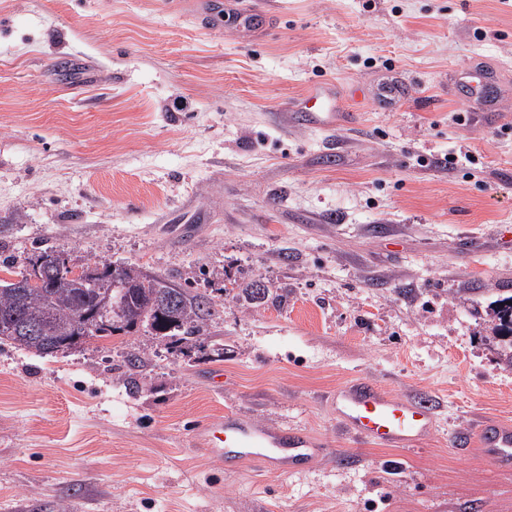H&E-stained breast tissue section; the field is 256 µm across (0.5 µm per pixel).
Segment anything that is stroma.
<instances>
[{
	"instance_id": "obj_1",
	"label": "stroma",
	"mask_w": 512,
	"mask_h": 512,
	"mask_svg": "<svg viewBox=\"0 0 512 512\" xmlns=\"http://www.w3.org/2000/svg\"><path fill=\"white\" fill-rule=\"evenodd\" d=\"M261 2L245 39L181 0H0V260L50 246L220 304L173 344L1 343L0 512H512L472 445L512 424L485 315L512 294V0ZM314 85L359 123H297ZM249 278L276 302L233 298ZM358 379L432 402L433 436L354 439L328 397ZM230 410L324 453L226 470L195 431Z\"/></svg>"
}]
</instances>
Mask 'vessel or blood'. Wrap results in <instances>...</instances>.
Listing matches in <instances>:
<instances>
[{
    "label": "vessel or blood",
    "mask_w": 512,
    "mask_h": 512,
    "mask_svg": "<svg viewBox=\"0 0 512 512\" xmlns=\"http://www.w3.org/2000/svg\"><path fill=\"white\" fill-rule=\"evenodd\" d=\"M242 35L262 28L269 20L265 11L240 9L235 13ZM321 87L312 88L304 99L305 109L297 120L312 127L352 125V112H322L318 101ZM336 416L358 441L387 448L421 446L434 431L433 410L428 401L400 396L380 385L358 381L337 389L333 396ZM196 436L227 470L247 464L282 476L296 474L313 465L323 453V443L303 428L278 429L256 423L236 413L198 428ZM478 446L484 458L501 470L512 469V427L484 423L477 430Z\"/></svg>",
    "instance_id": "obj_1"
}]
</instances>
